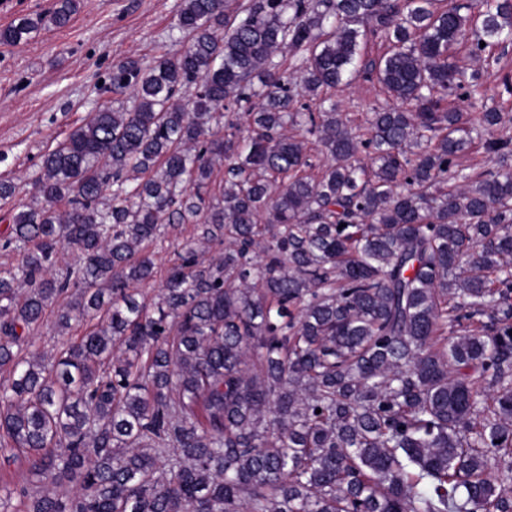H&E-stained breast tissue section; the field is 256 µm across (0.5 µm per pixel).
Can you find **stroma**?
<instances>
[{
    "instance_id": "obj_1",
    "label": "stroma",
    "mask_w": 512,
    "mask_h": 512,
    "mask_svg": "<svg viewBox=\"0 0 512 512\" xmlns=\"http://www.w3.org/2000/svg\"><path fill=\"white\" fill-rule=\"evenodd\" d=\"M179 0H79V11L67 27L47 26L28 42L0 46V178L13 180L19 201H29L42 155L61 141L90 112L107 104L128 103L129 93L104 92L113 64L134 56L152 61L164 52L180 53L181 33L174 26ZM461 65L478 71L487 89L485 104L512 114V95L500 92V76L512 74V43L497 47L491 59L469 58L466 44L456 47ZM335 104L353 131H364L373 109L390 106L391 98L374 82L351 86L311 100ZM189 224L175 225L154 241V281L140 285L147 302L158 299L170 258L169 244L191 236Z\"/></svg>"
}]
</instances>
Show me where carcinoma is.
<instances>
[{"mask_svg": "<svg viewBox=\"0 0 512 512\" xmlns=\"http://www.w3.org/2000/svg\"><path fill=\"white\" fill-rule=\"evenodd\" d=\"M175 28L183 51L113 65L131 106L89 113L6 211L0 457L41 491L0 512H512V117L448 107L485 99L455 46L512 41V0H181ZM358 76L397 102L365 137L300 103ZM476 141L495 168L461 164ZM174 224L197 239L149 306L133 285ZM61 298L81 334L22 352Z\"/></svg>", "mask_w": 512, "mask_h": 512, "instance_id": "1", "label": "carcinoma"}]
</instances>
